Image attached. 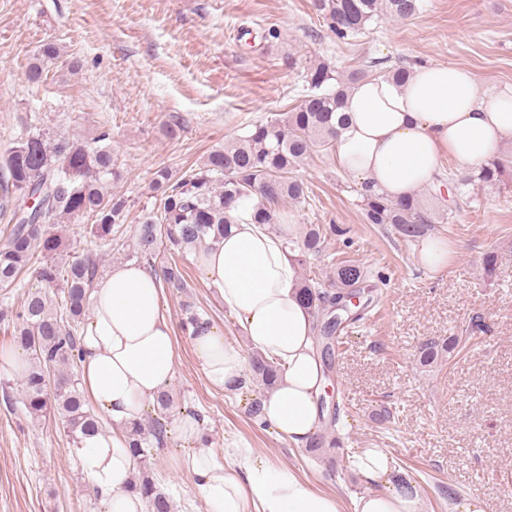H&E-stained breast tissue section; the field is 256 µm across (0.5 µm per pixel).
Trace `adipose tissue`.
Returning a JSON list of instances; mask_svg holds the SVG:
<instances>
[{
    "instance_id": "1",
    "label": "adipose tissue",
    "mask_w": 512,
    "mask_h": 512,
    "mask_svg": "<svg viewBox=\"0 0 512 512\" xmlns=\"http://www.w3.org/2000/svg\"><path fill=\"white\" fill-rule=\"evenodd\" d=\"M338 114L345 126L335 144L337 166L393 201L428 185L445 158L478 167L512 144V96L479 92L474 73L455 65L416 67L402 85L383 76L361 81L347 91ZM233 216L224 238L199 253V266L239 317L251 347L282 364L275 387L261 400L260 417L292 446L304 448L320 427L325 376L315 353L313 316L299 300V269L285 246L296 227L268 232L251 222L244 206ZM91 301L80 338L81 382L112 428L84 437L76 453L107 512H149L129 490L136 463L126 439L175 377L174 323L162 308L159 280L132 264L98 278ZM190 342L209 384L236 391L246 371L241 348L214 326ZM174 430L191 446L183 467L205 512H342L338 496L248 446L231 443L216 458L200 421L186 414H179ZM348 465L371 487L354 500L353 512H425L417 484L387 449H362Z\"/></svg>"
}]
</instances>
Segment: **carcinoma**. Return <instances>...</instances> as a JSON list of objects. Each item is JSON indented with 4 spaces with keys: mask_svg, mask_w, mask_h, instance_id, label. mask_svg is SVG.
I'll return each instance as SVG.
<instances>
[{
    "mask_svg": "<svg viewBox=\"0 0 512 512\" xmlns=\"http://www.w3.org/2000/svg\"><path fill=\"white\" fill-rule=\"evenodd\" d=\"M421 0H312V8L328 29L340 40L364 32L367 25L381 17L406 20L416 15ZM61 59L54 42L42 44L29 67V79L41 81L45 68ZM309 86L305 95L289 112L274 113L256 122L242 136L222 148L212 150L205 163L180 175L166 168L158 170L151 185L153 208L144 213L135 228L134 257L150 260L164 243L173 253L187 255L224 237L234 223L229 212L252 203L251 219L269 230H278L283 214L279 204L301 203L308 197V186L293 176V171L321 149L334 150L338 130L334 118L351 85L370 77L366 69L333 74L320 63L309 68ZM333 89L322 91L329 81ZM109 133L101 132L93 143L61 136L39 127L22 135L3 156L5 167L0 176V196L14 202L7 242L0 246V289L14 288L21 273L33 270L41 287L30 291L20 309L0 312L13 327L15 348L28 357L16 390L23 412L33 420L51 414L59 417L74 444L80 438L103 431V423L88 407L77 371L82 361L79 336L89 309L90 287L98 270L97 259L90 255L63 258L65 251L57 226L64 217L81 216L90 221L89 233L100 246L112 248L119 243L129 215V201L107 190V179L120 176L118 157L107 144ZM512 183V161L498 158L474 168L466 175L437 177L432 189L442 196V187L459 191L468 185L506 186ZM364 222L389 224L406 239L424 234L433 224H449L454 218L450 207L434 212L424 206L419 194L393 202L378 196L363 183L356 189ZM36 198L39 207L30 217L19 216L22 206ZM326 232L319 224H309L289 249L302 266L325 251ZM155 276L171 288H185L182 269L172 261L161 266ZM303 299L316 321L321 354L328 360L333 354L336 303L355 292L364 299L359 312H344V320L359 322L372 307L376 288L369 284V272L361 264L342 260L328 279L300 282ZM53 288L59 298L58 309L51 308L45 289ZM210 323L207 314L187 304L180 326L183 332H199ZM448 343H427L420 351V362L430 365ZM281 367L261 355L251 360L252 379L272 388ZM167 443L163 418L134 425L128 448L136 459L138 476L132 491L147 499L152 512H171L170 497L160 490L147 470L145 448Z\"/></svg>",
    "mask_w": 512,
    "mask_h": 512,
    "instance_id": "carcinoma-1",
    "label": "carcinoma"
}]
</instances>
